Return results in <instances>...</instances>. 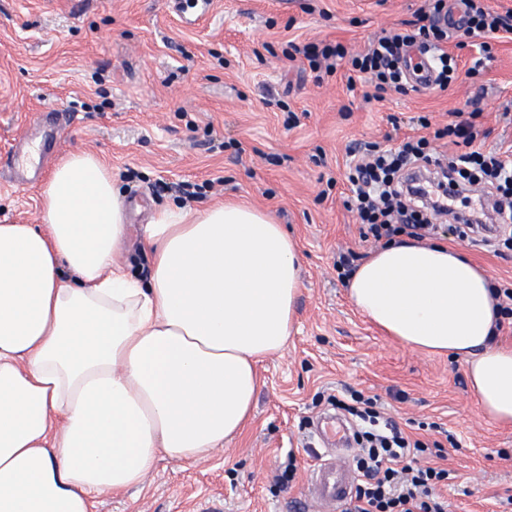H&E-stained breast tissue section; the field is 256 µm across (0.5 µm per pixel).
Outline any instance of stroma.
I'll list each match as a JSON object with an SVG mask.
<instances>
[{"label":"stroma","mask_w":512,"mask_h":512,"mask_svg":"<svg viewBox=\"0 0 512 512\" xmlns=\"http://www.w3.org/2000/svg\"><path fill=\"white\" fill-rule=\"evenodd\" d=\"M424 0H214L175 14L169 0H0V221H40L39 180L75 151L99 156L129 204L130 270L148 275L137 242L154 208H201L235 200L287 227L302 256V290L284 350L258 367L253 417L224 447L190 462L159 458L145 485L96 499L93 512H308L303 490L325 453L306 433L328 398L353 388L376 397L401 428L429 437V423L457 442L443 467L448 512H492L512 494V427L489 420L461 361L383 335L350 303L336 261L366 257L349 194L346 162L359 143L398 147L435 138L451 112L481 110L478 146L512 148V39H497L479 73L434 94L385 93L351 80L349 66L310 69L288 60L289 40L364 49L382 30L412 20ZM428 116L421 129L416 119ZM223 178L189 198L185 185ZM436 239L512 285V251L471 247L447 228ZM294 455L297 476L276 484Z\"/></svg>","instance_id":"35a3bbf8"}]
</instances>
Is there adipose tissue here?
<instances>
[{"instance_id": "1", "label": "adipose tissue", "mask_w": 512, "mask_h": 512, "mask_svg": "<svg viewBox=\"0 0 512 512\" xmlns=\"http://www.w3.org/2000/svg\"><path fill=\"white\" fill-rule=\"evenodd\" d=\"M39 194L40 223L0 224V512H92L159 456L195 460L241 434L258 365L292 332L301 259L257 208H157L142 279L122 259L128 206L96 155L62 157ZM347 288L385 335L463 360L485 415L512 425V346L481 266L401 237Z\"/></svg>"}]
</instances>
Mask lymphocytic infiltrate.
Returning a JSON list of instances; mask_svg holds the SVG:
<instances>
[{
  "mask_svg": "<svg viewBox=\"0 0 512 512\" xmlns=\"http://www.w3.org/2000/svg\"><path fill=\"white\" fill-rule=\"evenodd\" d=\"M464 5V21L453 31L438 22L446 12V0H430L416 20L376 37L356 55H349L339 42L295 43L291 49L310 68L330 70L345 59L352 72L374 82L377 91L404 92L411 87L405 73L407 57L417 48L429 56L435 69L425 92L444 91L458 78L449 42L479 47V57L467 70L472 76L490 58L493 40L503 32L512 34L511 10L495 11L486 0H464ZM448 132L467 150L449 155L440 163L433 183L418 192L410 189L409 181L432 162L427 137H409L394 151L370 144L351 160L347 176L351 193L345 205L356 214L364 240H390L402 233L419 238L434 230L437 219L452 213L442 192L452 180L462 191L492 197L493 205L488 212L474 208L471 222L449 225V232L495 252L512 246V155L498 149H473L474 124L463 112H456ZM331 404L358 424L354 466L360 479L346 512H448L441 489L447 486L450 471L417 462L429 453L442 456V441L405 433L382 412L376 398L360 391L332 397Z\"/></svg>",
  "mask_w": 512,
  "mask_h": 512,
  "instance_id": "1",
  "label": "lymphocytic infiltrate"
}]
</instances>
